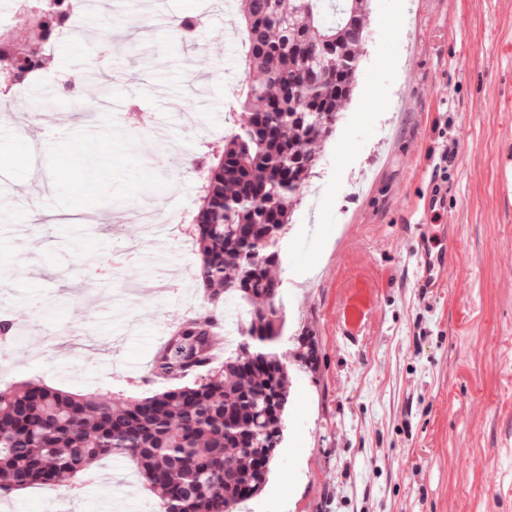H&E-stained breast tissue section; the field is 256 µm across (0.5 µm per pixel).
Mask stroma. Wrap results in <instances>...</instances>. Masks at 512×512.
<instances>
[{
  "label": "stroma",
  "mask_w": 512,
  "mask_h": 512,
  "mask_svg": "<svg viewBox=\"0 0 512 512\" xmlns=\"http://www.w3.org/2000/svg\"><path fill=\"white\" fill-rule=\"evenodd\" d=\"M204 17L192 40L177 24ZM239 13L164 0L160 13L108 0L82 40L48 54L27 86L34 119L0 115V298L25 324L0 386L38 378L80 394L126 393L169 329L202 306L182 228L137 222L164 199L199 203L196 162L228 129L227 73H242ZM357 83L292 212L276 274L284 351L317 346L291 372L268 481L242 512H512V199L497 192L512 149V0H369ZM99 66L86 92L83 75ZM89 102L63 99L64 85ZM94 140L56 136L60 114ZM163 114L166 142L147 124ZM104 167L88 173L85 161ZM448 172L439 213L424 210ZM137 246L100 280L94 258ZM447 249L449 287L417 286L421 251ZM0 512H155L120 457L58 486L0 497Z\"/></svg>",
  "instance_id": "35a3bbf8"
}]
</instances>
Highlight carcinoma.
Returning <instances> with one entry per match:
<instances>
[{
  "mask_svg": "<svg viewBox=\"0 0 512 512\" xmlns=\"http://www.w3.org/2000/svg\"><path fill=\"white\" fill-rule=\"evenodd\" d=\"M245 74L228 111L242 121L202 163L198 206L187 224L199 255L204 310L183 319L155 350L158 389L121 398L77 394L31 380L0 388V495L53 487L102 456L129 459L158 512H239L264 489L289 401L279 245L304 184L353 94L355 69L341 58L362 42L366 0H237ZM31 11L34 45L11 59L10 82L43 69V42L63 26ZM247 313L232 347L217 354L224 303ZM315 345L294 362L312 368Z\"/></svg>",
  "mask_w": 512,
  "mask_h": 512,
  "instance_id": "obj_1",
  "label": "carcinoma"
}]
</instances>
